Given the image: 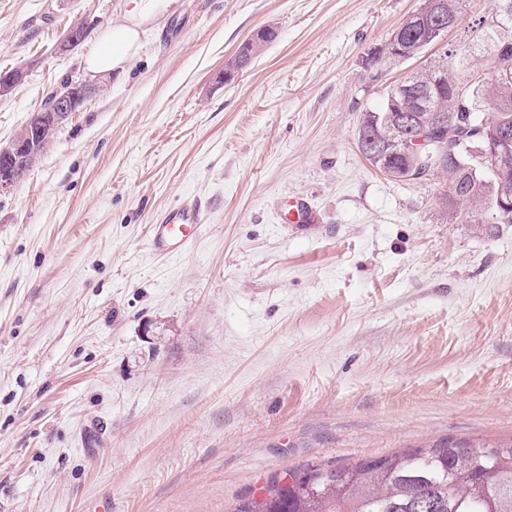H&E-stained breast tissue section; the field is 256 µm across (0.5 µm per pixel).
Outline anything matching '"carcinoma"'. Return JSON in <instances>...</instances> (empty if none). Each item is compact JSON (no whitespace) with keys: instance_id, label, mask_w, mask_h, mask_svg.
<instances>
[{"instance_id":"obj_1","label":"carcinoma","mask_w":512,"mask_h":512,"mask_svg":"<svg viewBox=\"0 0 512 512\" xmlns=\"http://www.w3.org/2000/svg\"><path fill=\"white\" fill-rule=\"evenodd\" d=\"M493 12L479 17L473 38L491 49L503 39L496 75L484 72L483 55L446 49L412 82L429 96L385 91L382 107L362 113L358 150L389 178L415 176L440 181L439 209L454 222L464 218L474 230L512 223V141L502 146L499 174L479 166L470 147L512 132V18L506 29L490 25ZM274 36L269 30L246 48L236 65L244 69ZM422 33L406 18L385 45L372 50L365 65L391 63L421 52ZM432 130L431 154L417 155L409 143ZM502 197L504 205L497 204ZM234 512H512V443H477L446 438L424 449L368 458L353 466L309 469L272 481L260 498H247Z\"/></svg>"}]
</instances>
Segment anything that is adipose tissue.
Masks as SVG:
<instances>
[{
    "mask_svg": "<svg viewBox=\"0 0 512 512\" xmlns=\"http://www.w3.org/2000/svg\"><path fill=\"white\" fill-rule=\"evenodd\" d=\"M171 0H124L122 23L106 29L95 50L85 60L89 75H105L125 70L137 54L145 29L167 12Z\"/></svg>",
    "mask_w": 512,
    "mask_h": 512,
    "instance_id": "obj_1",
    "label": "adipose tissue"
}]
</instances>
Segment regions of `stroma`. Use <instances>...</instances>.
<instances>
[{
	"label": "stroma",
	"instance_id": "1",
	"mask_svg": "<svg viewBox=\"0 0 512 512\" xmlns=\"http://www.w3.org/2000/svg\"><path fill=\"white\" fill-rule=\"evenodd\" d=\"M421 4L174 0L0 192V512H232L293 470L512 440V224L446 222L355 141L386 86L365 59ZM122 20L0 0V147ZM193 196L204 232L153 255ZM206 214L205 205L194 199L156 214L149 224L152 253L171 258L186 253L202 233Z\"/></svg>",
	"mask_w": 512,
	"mask_h": 512
}]
</instances>
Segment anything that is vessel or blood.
<instances>
[{
	"label": "vessel or blood",
	"mask_w": 512,
	"mask_h": 512,
	"mask_svg": "<svg viewBox=\"0 0 512 512\" xmlns=\"http://www.w3.org/2000/svg\"><path fill=\"white\" fill-rule=\"evenodd\" d=\"M205 221L206 207L194 199L156 214L149 226L152 253L171 258L186 253L202 233Z\"/></svg>",
	"instance_id": "obj_1"
}]
</instances>
